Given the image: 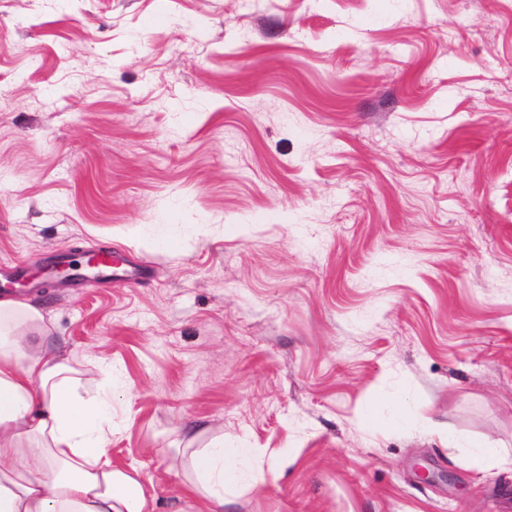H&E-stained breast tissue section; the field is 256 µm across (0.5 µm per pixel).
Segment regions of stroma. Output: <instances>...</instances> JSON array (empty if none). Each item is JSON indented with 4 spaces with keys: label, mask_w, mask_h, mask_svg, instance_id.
I'll return each instance as SVG.
<instances>
[{
    "label": "stroma",
    "mask_w": 512,
    "mask_h": 512,
    "mask_svg": "<svg viewBox=\"0 0 512 512\" xmlns=\"http://www.w3.org/2000/svg\"><path fill=\"white\" fill-rule=\"evenodd\" d=\"M101 248L23 297L156 512L199 424L224 512H512V0H0V262ZM93 263L95 266L89 270L90 272L118 283L136 282L148 273L146 266L138 264L133 267L124 258L115 256L110 251L97 253L93 257Z\"/></svg>",
    "instance_id": "obj_1"
}]
</instances>
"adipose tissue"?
Segmentation results:
<instances>
[{"label":"adipose tissue","mask_w":512,"mask_h":512,"mask_svg":"<svg viewBox=\"0 0 512 512\" xmlns=\"http://www.w3.org/2000/svg\"><path fill=\"white\" fill-rule=\"evenodd\" d=\"M112 405L64 354L38 307L0 298V512H155L141 481L112 464ZM194 512H224L235 479L224 440L183 450Z\"/></svg>","instance_id":"adipose-tissue-1"}]
</instances>
